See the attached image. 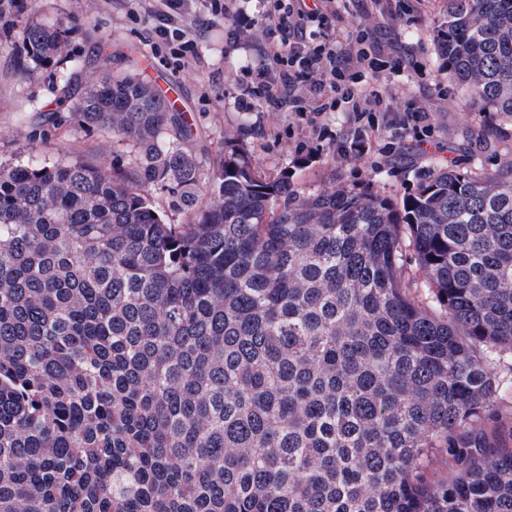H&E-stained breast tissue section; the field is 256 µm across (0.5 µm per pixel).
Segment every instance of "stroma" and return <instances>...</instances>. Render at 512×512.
I'll return each instance as SVG.
<instances>
[{"instance_id": "35a3bbf8", "label": "stroma", "mask_w": 512, "mask_h": 512, "mask_svg": "<svg viewBox=\"0 0 512 512\" xmlns=\"http://www.w3.org/2000/svg\"><path fill=\"white\" fill-rule=\"evenodd\" d=\"M149 3L23 0L20 8L0 16V162L81 159L122 169L134 163L136 151L131 143L98 128L66 124L33 147L19 137L33 113L55 108L61 95L58 68L39 70L31 79L16 72L22 31L31 23H60L71 31L69 60L80 62L89 53L97 55L94 65L78 72L80 83L98 81L106 72L132 73L173 92L179 106L189 113L193 129L189 147L205 169L223 152L228 131L246 144L261 169L309 192L334 179L399 200L414 192L436 168L481 174L512 166V118L487 117L471 102L466 87L449 76L437 49L436 27L446 0H407L410 13L393 20L379 16L373 22L379 41L394 43L421 66V73H392L385 81L395 95L394 108H403L411 100L432 104L437 147L425 155L388 154L383 143L377 142L367 154L346 158L327 149L315 150L310 127L297 126L291 112H241L236 108L232 78L267 54L269 43L262 31L238 43L229 39L228 23L200 26L201 58L193 68L183 69L170 63L166 49H155ZM297 140L307 142V150L295 151Z\"/></svg>"}]
</instances>
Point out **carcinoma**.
<instances>
[{
    "mask_svg": "<svg viewBox=\"0 0 512 512\" xmlns=\"http://www.w3.org/2000/svg\"><path fill=\"white\" fill-rule=\"evenodd\" d=\"M23 36L20 75L66 58L68 30ZM436 41L512 116V0H448ZM74 78L24 138L137 156L0 164V512H512V169L306 192L226 134L205 178L154 85ZM150 199L153 206L165 215L171 224H184L189 220L191 212L183 207L179 197L167 188L160 186L150 188Z\"/></svg>",
    "mask_w": 512,
    "mask_h": 512,
    "instance_id": "1",
    "label": "carcinoma"
}]
</instances>
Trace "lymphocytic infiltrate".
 Wrapping results in <instances>:
<instances>
[{"label": "lymphocytic infiltrate", "mask_w": 512, "mask_h": 512, "mask_svg": "<svg viewBox=\"0 0 512 512\" xmlns=\"http://www.w3.org/2000/svg\"><path fill=\"white\" fill-rule=\"evenodd\" d=\"M157 12L154 33L181 67L198 61V43L190 28L174 26L173 15L188 12L190 0H164ZM256 18L245 19L240 0H200L199 10L206 21L224 20L231 35L248 40L260 28L270 39L265 61L245 67L233 78L237 86V107L244 112L284 109L295 113L299 122L318 133L319 142L334 146L337 155L347 153L346 143L365 144L388 137L393 149L406 146L424 148L434 138L429 106L407 105L391 121L378 123L376 111L392 97L383 86V71L417 69L415 61L393 54L390 48L368 39V25H357L354 42L347 48L336 46V28L343 15L338 0H260ZM345 111L353 127L351 139L334 134L329 114Z\"/></svg>", "instance_id": "1"}]
</instances>
